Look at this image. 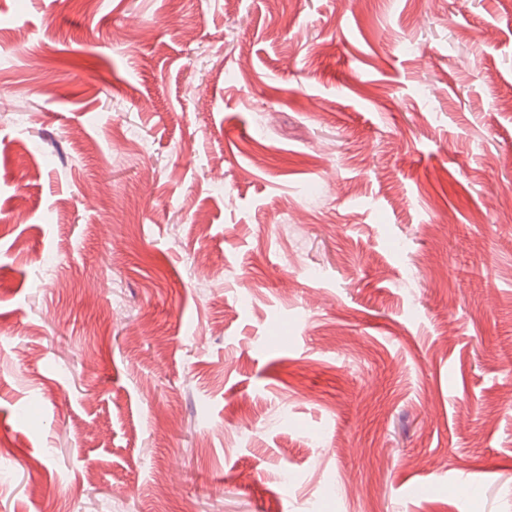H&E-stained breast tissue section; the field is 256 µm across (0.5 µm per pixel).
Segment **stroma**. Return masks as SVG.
Returning a JSON list of instances; mask_svg holds the SVG:
<instances>
[{
    "label": "stroma",
    "mask_w": 512,
    "mask_h": 512,
    "mask_svg": "<svg viewBox=\"0 0 512 512\" xmlns=\"http://www.w3.org/2000/svg\"><path fill=\"white\" fill-rule=\"evenodd\" d=\"M0 459V512H512V5L0 0Z\"/></svg>",
    "instance_id": "obj_1"
}]
</instances>
